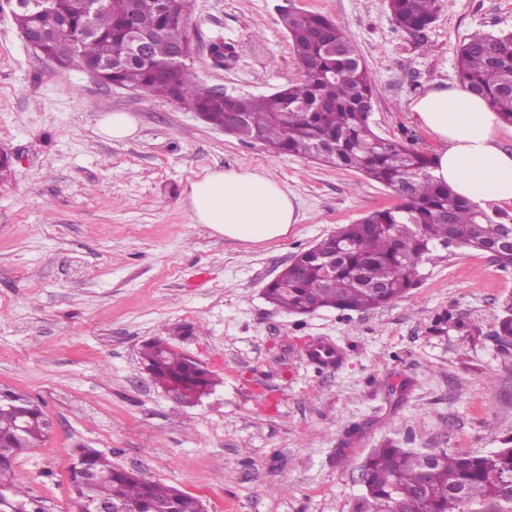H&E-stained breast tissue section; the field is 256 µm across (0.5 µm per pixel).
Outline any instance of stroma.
Masks as SVG:
<instances>
[{
	"mask_svg": "<svg viewBox=\"0 0 512 512\" xmlns=\"http://www.w3.org/2000/svg\"><path fill=\"white\" fill-rule=\"evenodd\" d=\"M278 0H190L199 82L260 97L302 69ZM341 23L375 81L372 125L433 152L412 101L456 84L462 43L512 30V0H445L417 43L387 0H294ZM224 45V64L210 57ZM132 114L134 136L99 129ZM0 385L31 396L54 428L20 456L14 478L44 512H76L70 467L96 448L144 478L198 498L204 512H355L359 468L386 438L459 454L512 436V351L494 318L512 270L460 250L426 267L399 301L367 311L287 313L266 286L339 225L394 206L354 170L280 155L212 127L171 98L55 72L0 9ZM264 170L301 220L263 243L192 223L184 191L210 170ZM192 328L176 335L178 326ZM162 337L208 369L213 391L189 407L143 369ZM342 350L335 368L311 345Z\"/></svg>",
	"mask_w": 512,
	"mask_h": 512,
	"instance_id": "35a3bbf8",
	"label": "stroma"
}]
</instances>
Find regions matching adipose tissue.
Returning a JSON list of instances; mask_svg holds the SVG:
<instances>
[{
	"mask_svg": "<svg viewBox=\"0 0 512 512\" xmlns=\"http://www.w3.org/2000/svg\"><path fill=\"white\" fill-rule=\"evenodd\" d=\"M410 110L435 140V182L479 207L512 204V153L499 145L500 117L464 86L437 85ZM191 220L226 237L264 242L287 235L301 214L294 196L255 168L212 170L186 193Z\"/></svg>",
	"mask_w": 512,
	"mask_h": 512,
	"instance_id": "obj_1",
	"label": "adipose tissue"
}]
</instances>
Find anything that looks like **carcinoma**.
I'll return each mask as SVG.
<instances>
[{"instance_id":"1","label":"carcinoma","mask_w":512,"mask_h":512,"mask_svg":"<svg viewBox=\"0 0 512 512\" xmlns=\"http://www.w3.org/2000/svg\"><path fill=\"white\" fill-rule=\"evenodd\" d=\"M397 26L424 40L443 7L442 0H388ZM184 0H102L93 19L81 0H50L38 13L12 10L22 32L45 35L42 54L59 62L62 43L79 39L82 61L112 50L109 84L193 103L208 124L232 125L236 137L261 143L279 154L316 159L355 170L395 189L402 202L371 211L353 224L297 254L266 289V298L288 313L369 310L402 299L439 251L492 253L512 268V247L502 229L512 217H492L458 197L429 175L432 155L379 136L370 124L374 82L358 47L332 19L316 13L280 12V21L303 74L300 82L271 95L242 97L203 87L187 63L170 64L175 44L192 46L183 21ZM150 37L148 59L123 58L127 21ZM460 84L486 99L503 123L512 124V32L479 34L460 49ZM494 336L512 338V301L497 317ZM140 360L153 381L168 392L201 399L215 385L211 374L161 338L145 342ZM47 433V419L30 397L0 390V512H43L13 481V464ZM512 437L487 455L450 454L442 449L427 460L424 450L389 443L376 448L360 468L364 494L356 512H512ZM75 500L84 512L112 503L129 512H203L199 500L173 486L146 480L112 464L95 448H81L70 469Z\"/></svg>"}]
</instances>
